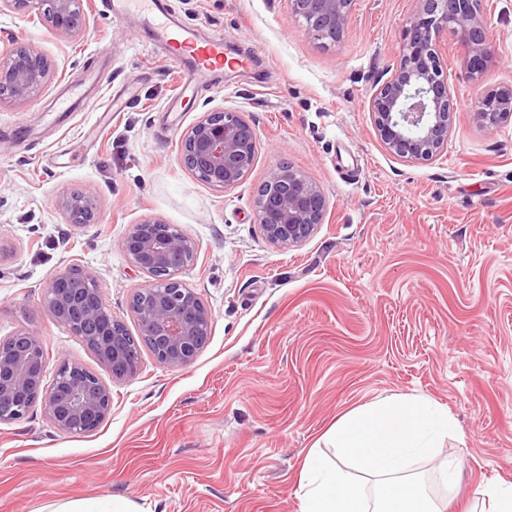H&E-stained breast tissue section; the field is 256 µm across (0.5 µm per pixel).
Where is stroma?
Segmentation results:
<instances>
[{"label":"stroma","mask_w":512,"mask_h":512,"mask_svg":"<svg viewBox=\"0 0 512 512\" xmlns=\"http://www.w3.org/2000/svg\"><path fill=\"white\" fill-rule=\"evenodd\" d=\"M83 0L76 36L36 14L0 10V50L18 41L51 65L25 103H0V336L38 331L50 362L91 369L94 354L43 305L52 274L95 272L130 332L148 277L123 254L133 225L160 218L197 245L179 275L212 314L190 365L144 355L112 387L94 433L58 432L42 408L0 423V512L119 496L139 512H298L304 456L341 412L382 396L423 395L461 431L421 465L460 466L448 512L477 484L512 483V117L476 118L480 94L512 84V0H483L492 62L481 81L455 37L442 46L457 106L433 160L390 155L371 124L414 0H355L342 39L322 45L290 20L289 0H164L200 37L221 31L242 68L199 85L181 108L179 69L145 42L135 14ZM98 100L80 96L90 78ZM233 111L257 134L253 168L211 187L181 162V138L206 113ZM324 192L315 233L276 247L255 222L257 192L279 162ZM98 200L95 223L68 224L56 201Z\"/></svg>","instance_id":"obj_1"}]
</instances>
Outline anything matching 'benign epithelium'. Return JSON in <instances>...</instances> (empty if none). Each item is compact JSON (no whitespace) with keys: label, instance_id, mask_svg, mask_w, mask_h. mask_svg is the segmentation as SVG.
Wrapping results in <instances>:
<instances>
[{"label":"benign epithelium","instance_id":"obj_1","mask_svg":"<svg viewBox=\"0 0 512 512\" xmlns=\"http://www.w3.org/2000/svg\"><path fill=\"white\" fill-rule=\"evenodd\" d=\"M353 0H290V18L310 21L306 33L329 39L343 32ZM36 13L58 34L81 29L82 0H0V9ZM453 33L463 47L470 79L480 80L492 58L486 17L479 0H416L400 36L393 73L373 94L369 112L385 149L406 162L430 161L448 142L454 100L439 44ZM50 63L35 49L14 43L0 52V102L24 103L47 83ZM477 116L494 128L512 116V85L477 101ZM257 149L254 127L237 112H208L182 136L181 161L195 178L228 189L252 168ZM256 224L267 241L292 247L322 223L327 202L304 175L278 164L260 186ZM68 223L92 224L97 199L73 192L56 202ZM134 267L149 283L131 295L128 308L144 333L142 349L160 365L191 364L206 345L212 314L201 298L177 278L194 264L195 242L172 224L150 219L134 225L121 242ZM51 317L92 350L102 369L119 383L135 377L126 343L128 327L112 312L97 275L74 263L55 271L43 294ZM49 359L39 332L21 329L0 337V423L20 421L41 406L51 425L70 435L97 431L112 412V388L100 375L69 359L58 361L47 378Z\"/></svg>","mask_w":512,"mask_h":512}]
</instances>
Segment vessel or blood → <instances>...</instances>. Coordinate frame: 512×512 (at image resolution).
Segmentation results:
<instances>
[{
  "mask_svg": "<svg viewBox=\"0 0 512 512\" xmlns=\"http://www.w3.org/2000/svg\"><path fill=\"white\" fill-rule=\"evenodd\" d=\"M102 4L116 17L140 8L144 28L154 31L172 49L174 57L182 60L187 83L207 81L222 71L227 51L223 34L199 37L196 29L171 20L162 0H102Z\"/></svg>",
  "mask_w": 512,
  "mask_h": 512,
  "instance_id": "vessel-or-blood-1",
  "label": "vessel or blood"
}]
</instances>
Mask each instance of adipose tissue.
I'll list each match as a JSON object with an SVG mask.
<instances>
[{"label": "adipose tissue", "mask_w": 512, "mask_h": 512, "mask_svg": "<svg viewBox=\"0 0 512 512\" xmlns=\"http://www.w3.org/2000/svg\"><path fill=\"white\" fill-rule=\"evenodd\" d=\"M457 431L447 407L426 397L385 396L342 413L322 436L333 457L315 446L303 460L299 512H446L410 472Z\"/></svg>", "instance_id": "adipose-tissue-1"}]
</instances>
